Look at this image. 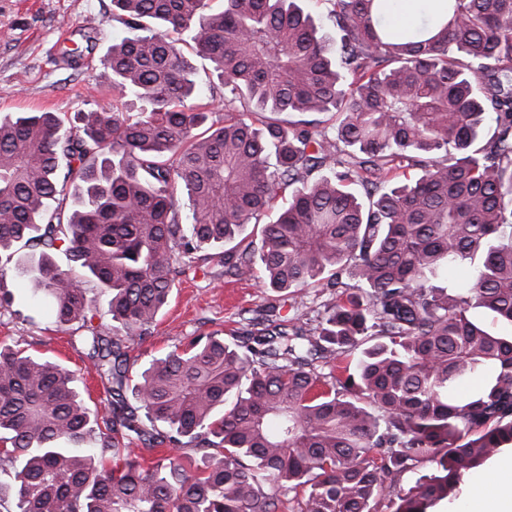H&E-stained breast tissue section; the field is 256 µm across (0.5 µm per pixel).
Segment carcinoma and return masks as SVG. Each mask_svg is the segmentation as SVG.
Segmentation results:
<instances>
[{"instance_id": "1", "label": "carcinoma", "mask_w": 512, "mask_h": 512, "mask_svg": "<svg viewBox=\"0 0 512 512\" xmlns=\"http://www.w3.org/2000/svg\"><path fill=\"white\" fill-rule=\"evenodd\" d=\"M322 1L112 0L133 31L102 59L112 104L0 116V260L55 323L96 309L84 282L112 320L80 337L103 413L74 372L0 346L15 512H282L291 492L292 512H434L512 446V331L470 314L512 326V0H426L409 27L389 0ZM328 112L332 133L304 118ZM204 248L329 299L132 371ZM133 444L205 453L147 465ZM179 47L181 48L182 54L187 62L194 68L196 80L201 93L205 96H209V89L216 80L211 75V66L209 62L196 57L186 46L179 44Z\"/></svg>"}]
</instances>
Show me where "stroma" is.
<instances>
[{"label":"stroma","mask_w":512,"mask_h":512,"mask_svg":"<svg viewBox=\"0 0 512 512\" xmlns=\"http://www.w3.org/2000/svg\"><path fill=\"white\" fill-rule=\"evenodd\" d=\"M127 34L112 15L111 0H0V115L90 112L111 102L108 74L99 59L113 40ZM0 290L14 297L11 306L0 308V341L82 375L86 403L103 407L104 386L84 375L81 323L59 326L32 307L14 269L0 277ZM321 300L314 288L301 297L281 296L201 261L177 278L150 337L134 347L131 357L140 366L196 336H231L243 316L271 306L278 318L298 316L317 308Z\"/></svg>","instance_id":"1"}]
</instances>
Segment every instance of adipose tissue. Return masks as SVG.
<instances>
[{"mask_svg": "<svg viewBox=\"0 0 512 512\" xmlns=\"http://www.w3.org/2000/svg\"><path fill=\"white\" fill-rule=\"evenodd\" d=\"M470 512H512V451L500 455L492 472L467 484Z\"/></svg>", "mask_w": 512, "mask_h": 512, "instance_id": "ef3b65f1", "label": "adipose tissue"}]
</instances>
